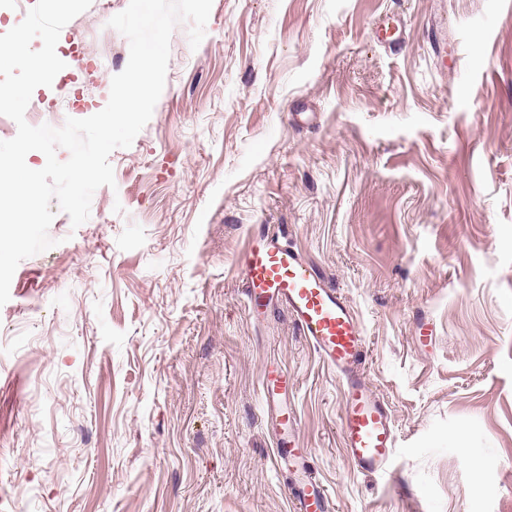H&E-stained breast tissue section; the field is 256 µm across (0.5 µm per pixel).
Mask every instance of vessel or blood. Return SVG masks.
Returning a JSON list of instances; mask_svg holds the SVG:
<instances>
[{
	"instance_id": "1",
	"label": "vessel or blood",
	"mask_w": 512,
	"mask_h": 512,
	"mask_svg": "<svg viewBox=\"0 0 512 512\" xmlns=\"http://www.w3.org/2000/svg\"><path fill=\"white\" fill-rule=\"evenodd\" d=\"M241 282L253 316L286 311L320 358L341 375L347 454L360 471L387 472L394 453V427L383 400L363 377L366 339L343 295L284 236L265 228L251 236L241 262ZM263 398L276 437L274 467L294 474L286 490L295 512H331L325 490L307 465L308 449L293 445L297 418L288 406L285 375H266Z\"/></svg>"
}]
</instances>
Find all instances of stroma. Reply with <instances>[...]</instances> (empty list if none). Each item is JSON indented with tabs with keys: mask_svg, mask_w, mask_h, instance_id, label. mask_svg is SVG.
<instances>
[{
	"mask_svg": "<svg viewBox=\"0 0 512 512\" xmlns=\"http://www.w3.org/2000/svg\"><path fill=\"white\" fill-rule=\"evenodd\" d=\"M128 3L62 29L64 77L28 124L105 107ZM188 29L114 186L80 226L56 212L0 306V512H293L264 421L275 366L332 512H512V0H213L198 48ZM258 224L355 312L388 472L347 457L343 380L287 313L247 310Z\"/></svg>",
	"mask_w": 512,
	"mask_h": 512,
	"instance_id": "1",
	"label": "stroma"
}]
</instances>
